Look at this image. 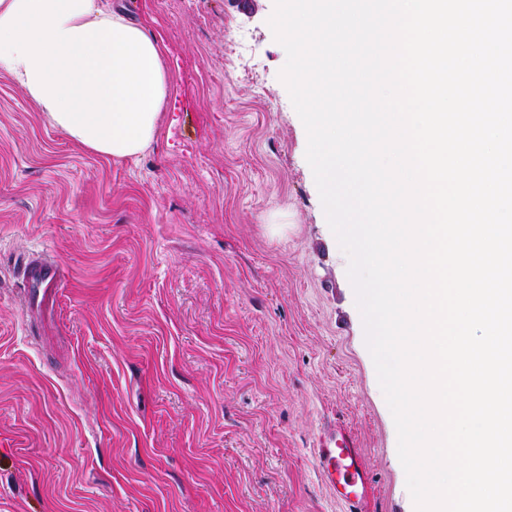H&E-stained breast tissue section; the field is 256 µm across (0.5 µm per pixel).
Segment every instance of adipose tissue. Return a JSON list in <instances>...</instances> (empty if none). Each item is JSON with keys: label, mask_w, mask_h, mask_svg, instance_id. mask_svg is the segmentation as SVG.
I'll return each instance as SVG.
<instances>
[{"label": "adipose tissue", "mask_w": 512, "mask_h": 512, "mask_svg": "<svg viewBox=\"0 0 512 512\" xmlns=\"http://www.w3.org/2000/svg\"><path fill=\"white\" fill-rule=\"evenodd\" d=\"M0 73L94 153L134 158L158 135L162 49L111 0H0Z\"/></svg>", "instance_id": "1"}]
</instances>
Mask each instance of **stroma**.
Instances as JSON below:
<instances>
[{
	"instance_id": "35a3bbf8",
	"label": "stroma",
	"mask_w": 512,
	"mask_h": 512,
	"mask_svg": "<svg viewBox=\"0 0 512 512\" xmlns=\"http://www.w3.org/2000/svg\"><path fill=\"white\" fill-rule=\"evenodd\" d=\"M112 5L170 79L137 158L76 145L0 73V512H342L314 451L336 421L367 512H412L274 0ZM36 252L62 271L41 319ZM23 277L31 288L25 290L26 312H42L53 305L61 271L46 253H35L22 268Z\"/></svg>"
}]
</instances>
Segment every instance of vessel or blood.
I'll return each instance as SVG.
<instances>
[{
    "label": "vessel or blood",
    "mask_w": 512,
    "mask_h": 512,
    "mask_svg": "<svg viewBox=\"0 0 512 512\" xmlns=\"http://www.w3.org/2000/svg\"><path fill=\"white\" fill-rule=\"evenodd\" d=\"M22 272L27 283V312L36 313L52 306L55 286L61 277L56 262L46 253H36L23 266ZM315 451L324 480L344 505L345 512H364L370 490L368 466L351 429L336 424L320 438Z\"/></svg>",
    "instance_id": "1"
}]
</instances>
